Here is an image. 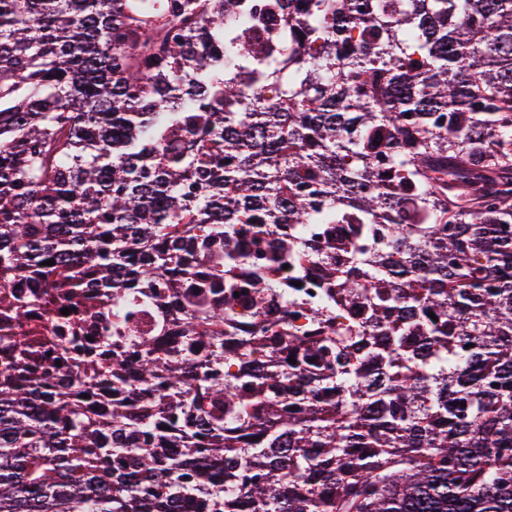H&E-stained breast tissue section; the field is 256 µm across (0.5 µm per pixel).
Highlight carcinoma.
<instances>
[{
    "mask_svg": "<svg viewBox=\"0 0 512 512\" xmlns=\"http://www.w3.org/2000/svg\"><path fill=\"white\" fill-rule=\"evenodd\" d=\"M2 276L0 512H512V0H0ZM17 285H20V288H17ZM7 289L12 293L15 292L23 297H31L30 299L34 300L32 304H34L36 309L33 311L35 312L31 325L33 332L30 336H40L45 342V346L51 348L54 336H57L58 324L64 319L71 318L75 315L72 309L70 308L71 313H69V315H63L61 314V310L65 307L48 305L44 303L43 300L36 299L39 292L34 291L26 280L13 279L9 282V288ZM323 288H320L319 283L313 278L301 281V286L296 288H289V302L295 300L297 306L294 311L298 314H303L305 309L311 307L319 298Z\"/></svg>",
    "mask_w": 512,
    "mask_h": 512,
    "instance_id": "1",
    "label": "carcinoma"
}]
</instances>
